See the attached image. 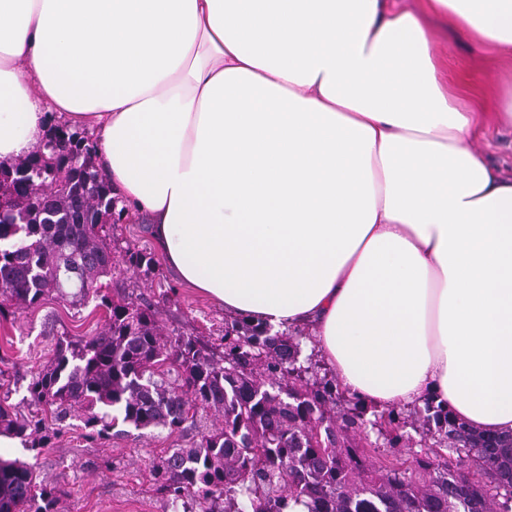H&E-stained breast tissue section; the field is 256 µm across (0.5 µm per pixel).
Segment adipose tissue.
Instances as JSON below:
<instances>
[{
	"label": "adipose tissue",
	"instance_id": "adipose-tissue-1",
	"mask_svg": "<svg viewBox=\"0 0 512 512\" xmlns=\"http://www.w3.org/2000/svg\"><path fill=\"white\" fill-rule=\"evenodd\" d=\"M512 61V0H0V162L52 118L147 213L172 274L310 326L341 389L512 432V126L450 93L427 21ZM504 173L512 172V130L489 127L477 144Z\"/></svg>",
	"mask_w": 512,
	"mask_h": 512
}]
</instances>
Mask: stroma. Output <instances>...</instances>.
Wrapping results in <instances>:
<instances>
[{"instance_id": "obj_1", "label": "stroma", "mask_w": 512, "mask_h": 512, "mask_svg": "<svg viewBox=\"0 0 512 512\" xmlns=\"http://www.w3.org/2000/svg\"><path fill=\"white\" fill-rule=\"evenodd\" d=\"M435 51L448 63V77L470 90L490 84L497 90H512V65L492 61L489 48L477 46L433 22ZM149 218L128 214L112 227V259L115 274L113 292L144 295L157 300L164 330L214 340L224 332L225 311L194 289L178 283L158 254L149 232ZM134 244L152 254L149 273L128 270L123 257L127 245ZM102 309L93 304L67 306L49 295L36 308L12 307L0 317V356H5V376L0 379V399L20 413H27V384L50 360L62 334L82 336L100 327ZM80 417L67 419L53 447L33 451L28 448H0V458L20 460L35 466L37 473L62 485L65 512H166L163 501L153 492L146 469L153 455L167 447V440L149 431L125 427L123 433L94 442L81 435Z\"/></svg>"}]
</instances>
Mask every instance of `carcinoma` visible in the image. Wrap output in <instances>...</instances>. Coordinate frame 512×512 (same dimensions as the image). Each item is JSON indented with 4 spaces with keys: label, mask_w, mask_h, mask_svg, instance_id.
<instances>
[{
    "label": "carcinoma",
    "mask_w": 512,
    "mask_h": 512,
    "mask_svg": "<svg viewBox=\"0 0 512 512\" xmlns=\"http://www.w3.org/2000/svg\"><path fill=\"white\" fill-rule=\"evenodd\" d=\"M68 143L76 166L37 151L0 165L15 174L11 213L0 217V315L53 292L95 300L107 320L60 340L28 383L35 410L0 403V433L46 448L80 410L88 440L120 422L187 437L149 469L169 512H512V433H483L433 400L411 424L401 408L370 420L336 378L300 362L298 336L226 318L213 348L164 333L151 303L112 294V187L93 164L94 143L76 132ZM124 259L146 273L153 265L136 245ZM412 444L419 451L404 456ZM63 494L30 465L0 461V512H60Z\"/></svg>",
    "instance_id": "cac0c4a2"
}]
</instances>
